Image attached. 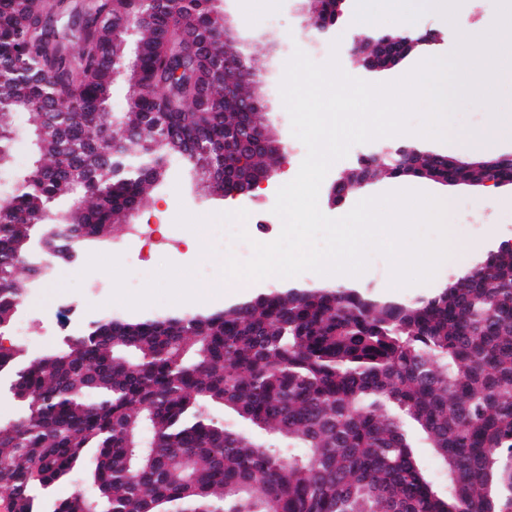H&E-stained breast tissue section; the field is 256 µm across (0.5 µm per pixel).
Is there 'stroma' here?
Masks as SVG:
<instances>
[{"label":"stroma","mask_w":512,"mask_h":512,"mask_svg":"<svg viewBox=\"0 0 512 512\" xmlns=\"http://www.w3.org/2000/svg\"><path fill=\"white\" fill-rule=\"evenodd\" d=\"M429 4L430 0H346L343 22L336 25L331 37L314 43L307 30L310 23L307 0H269L249 17L244 14V0H223L224 13L233 22L243 51L260 76L259 93L269 126L276 138L288 146L286 163L264 190L235 197L230 203L220 196L204 193L197 176L172 166L166 180L129 216L127 227L91 246L89 252L81 253L78 264L58 262L47 277L36 282L34 289L25 296L8 332L10 342L36 357L49 350L65 348L68 338L77 335L90 321L104 316L115 319L133 316V309L112 301L114 282L109 273L101 270L80 273V266L87 264L93 253L118 254L129 277L145 282L166 261L180 267L206 264L212 278H219L221 268L215 264L213 256L189 252L183 244L161 252L143 247L130 231L133 225H156L162 235H174L183 240L198 218L220 224L229 215L250 212L255 222L248 225V232L258 242L274 241L282 229L281 219L273 212L277 191L296 177L306 155L304 144L292 133L290 115L280 94L287 62L299 49L318 64L337 59L340 68L354 78L374 84L396 81L418 60L447 55L456 45V35L447 20L431 11ZM358 21L371 25L377 32L392 30L394 25L403 23L419 32L434 31L439 40L427 49L411 52L394 68L380 73L368 72L357 67L347 52L353 37L352 28ZM379 145L376 139L353 145L345 158L331 166L319 191L318 204L323 214L339 218L353 208L358 201L354 195L341 206L330 207L329 190L341 172L355 166L361 155ZM416 185L428 194L450 198L448 222L455 236L465 241L469 250L457 260L444 261L430 282L407 287L392 286L388 260L380 254H372L356 287L381 304H407L429 298L454 276L479 266L500 244L512 243V185L450 186L427 179L417 180ZM74 280L79 283L75 289L70 286Z\"/></svg>","instance_id":"35a3bbf8"}]
</instances>
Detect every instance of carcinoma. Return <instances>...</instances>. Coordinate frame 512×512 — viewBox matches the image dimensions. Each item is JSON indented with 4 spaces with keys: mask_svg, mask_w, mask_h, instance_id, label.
<instances>
[{
    "mask_svg": "<svg viewBox=\"0 0 512 512\" xmlns=\"http://www.w3.org/2000/svg\"><path fill=\"white\" fill-rule=\"evenodd\" d=\"M219 2L145 15L138 0H0V173L15 118L31 121V161L0 199V333L23 301L19 272L44 276L32 243L84 251L174 162L224 196L279 167ZM427 173L490 175L419 153L356 166L336 189ZM0 384L21 408L0 428L15 512H512V245L412 304L285 288L214 312L100 318L36 358L0 346ZM409 423L447 464L448 495L422 473ZM88 457L93 493L52 497Z\"/></svg>",
    "mask_w": 512,
    "mask_h": 512,
    "instance_id": "obj_1",
    "label": "carcinoma"
}]
</instances>
